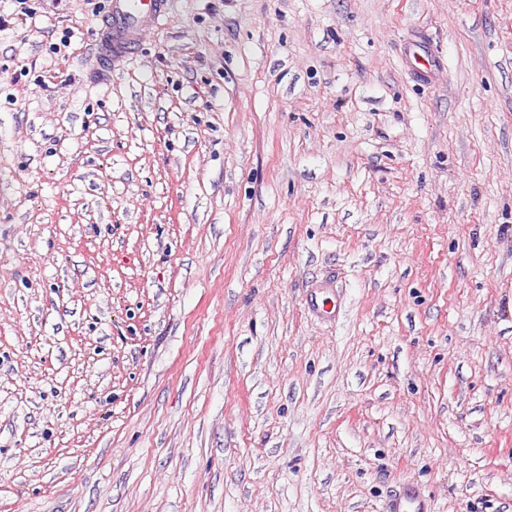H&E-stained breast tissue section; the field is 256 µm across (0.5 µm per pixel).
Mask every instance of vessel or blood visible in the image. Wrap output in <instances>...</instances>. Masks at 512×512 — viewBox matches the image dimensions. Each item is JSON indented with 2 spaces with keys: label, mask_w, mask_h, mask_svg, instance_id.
<instances>
[{
  "label": "vessel or blood",
  "mask_w": 512,
  "mask_h": 512,
  "mask_svg": "<svg viewBox=\"0 0 512 512\" xmlns=\"http://www.w3.org/2000/svg\"><path fill=\"white\" fill-rule=\"evenodd\" d=\"M108 15L97 42L96 57L102 75L124 66L143 41L173 12V0H109ZM384 512H432L430 498L413 483L404 484L385 502Z\"/></svg>",
  "instance_id": "obj_1"
}]
</instances>
